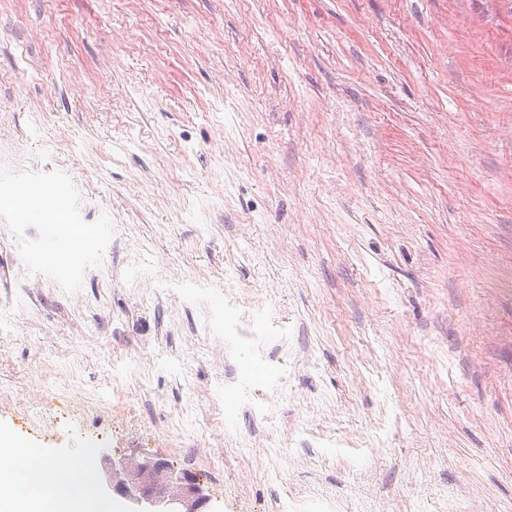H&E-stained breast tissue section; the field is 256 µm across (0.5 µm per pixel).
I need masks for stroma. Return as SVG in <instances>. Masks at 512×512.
I'll use <instances>...</instances> for the list:
<instances>
[{
  "label": "stroma",
  "mask_w": 512,
  "mask_h": 512,
  "mask_svg": "<svg viewBox=\"0 0 512 512\" xmlns=\"http://www.w3.org/2000/svg\"><path fill=\"white\" fill-rule=\"evenodd\" d=\"M28 181L108 227L70 292L22 269L55 219L0 207V431L42 461L146 453L218 512H512V0H0V187ZM191 279L278 312L244 451L181 416L238 364ZM333 505L329 502H317L312 504L298 498H288L286 494L279 500L277 512H332Z\"/></svg>",
  "instance_id": "obj_1"
}]
</instances>
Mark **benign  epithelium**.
<instances>
[{"instance_id":"7a95c632","label":"benign epithelium","mask_w":512,"mask_h":512,"mask_svg":"<svg viewBox=\"0 0 512 512\" xmlns=\"http://www.w3.org/2000/svg\"><path fill=\"white\" fill-rule=\"evenodd\" d=\"M109 464L108 488L126 500L127 512H202L210 503L196 476L177 472L165 461L127 457Z\"/></svg>"}]
</instances>
